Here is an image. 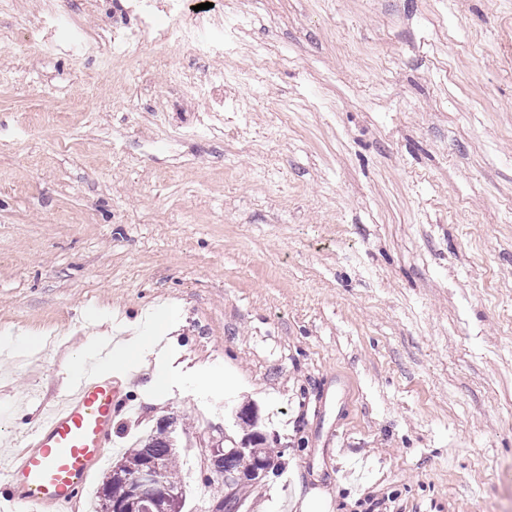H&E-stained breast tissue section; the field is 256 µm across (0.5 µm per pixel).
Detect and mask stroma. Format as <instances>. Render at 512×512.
<instances>
[{
    "mask_svg": "<svg viewBox=\"0 0 512 512\" xmlns=\"http://www.w3.org/2000/svg\"><path fill=\"white\" fill-rule=\"evenodd\" d=\"M134 0H0V458L76 351L172 311L183 448L256 408L241 512H512V0H212L205 55L112 54Z\"/></svg>",
    "mask_w": 512,
    "mask_h": 512,
    "instance_id": "obj_1",
    "label": "stroma"
}]
</instances>
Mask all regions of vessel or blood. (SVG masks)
Returning <instances> with one entry per match:
<instances>
[{
  "label": "vessel or blood",
  "mask_w": 512,
  "mask_h": 512,
  "mask_svg": "<svg viewBox=\"0 0 512 512\" xmlns=\"http://www.w3.org/2000/svg\"><path fill=\"white\" fill-rule=\"evenodd\" d=\"M128 409L120 376L86 367L56 402L40 407L24 450L0 468V482L10 488L0 512H74Z\"/></svg>",
  "instance_id": "b4317fda"
}]
</instances>
